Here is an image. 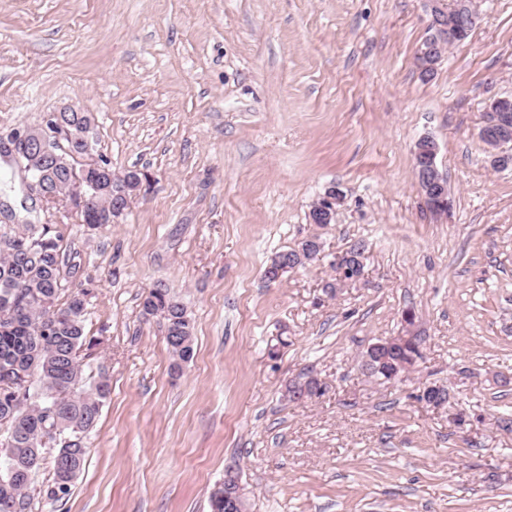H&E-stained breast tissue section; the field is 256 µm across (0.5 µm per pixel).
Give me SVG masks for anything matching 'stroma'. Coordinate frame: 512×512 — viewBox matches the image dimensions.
Segmentation results:
<instances>
[{
  "label": "stroma",
  "instance_id": "1",
  "mask_svg": "<svg viewBox=\"0 0 512 512\" xmlns=\"http://www.w3.org/2000/svg\"><path fill=\"white\" fill-rule=\"evenodd\" d=\"M429 20L428 0H0V136L80 106L95 156L150 176L91 230L0 166V225L62 236L98 342L86 374L110 382L69 496H43V466L31 512H210L231 467L247 512H512L496 424L512 410V170L479 135L486 104L512 96V0H480L426 74ZM424 137L442 214L415 171ZM332 186V223H310ZM313 235L318 260L264 279ZM360 241L363 278L327 295L332 256ZM160 283L194 323L177 375L163 319L142 314ZM404 331L422 338L415 372L367 378L360 354ZM306 372L326 394L285 400ZM435 381L467 424L417 401ZM437 145L433 139L424 137L417 143L415 163L420 175L421 188L431 209L437 214L445 213L451 206L447 181L436 165Z\"/></svg>",
  "mask_w": 512,
  "mask_h": 512
}]
</instances>
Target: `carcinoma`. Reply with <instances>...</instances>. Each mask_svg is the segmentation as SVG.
Returning a JSON list of instances; mask_svg holds the SVG:
<instances>
[{
	"label": "carcinoma",
	"instance_id": "obj_1",
	"mask_svg": "<svg viewBox=\"0 0 512 512\" xmlns=\"http://www.w3.org/2000/svg\"><path fill=\"white\" fill-rule=\"evenodd\" d=\"M31 174L48 191H61L81 177L85 205L78 210L91 229L112 222V215L98 209L100 200L112 202L117 189L106 178L91 172L78 174L67 159L54 161L48 156L33 158ZM366 249L363 242L351 245L331 261L334 271L340 264L357 263ZM321 241L312 236L279 256H302L298 266L317 259ZM61 237L42 224H25L13 232H0V300L9 296L11 306L0 313V431L14 436L16 445L7 456L6 469L0 471V512H30L29 489L46 457L42 439L56 447L52 459V480L47 496L61 500L83 469L87 456L85 434L95 425L104 400L110 394L108 379L98 378L91 385L84 382V364L80 353L92 355L98 341L84 329L87 291L70 292L61 297L66 280L61 259ZM47 298L51 305L40 309L38 300ZM145 316L160 314L165 319L166 343L174 359L173 367L189 362L194 348L180 349L174 339H193V323L186 307L168 289L157 285L148 290L142 303ZM45 343L35 369L21 378L17 362L26 360L39 343ZM423 358L421 338L394 354H380L371 366L362 365L364 374L390 381L396 360L417 363ZM307 391L301 398L320 397L326 385L304 374ZM36 391H31L33 384Z\"/></svg>",
	"mask_w": 512,
	"mask_h": 512
}]
</instances>
